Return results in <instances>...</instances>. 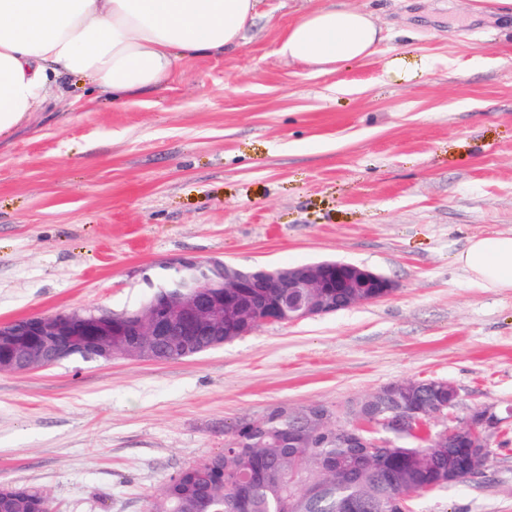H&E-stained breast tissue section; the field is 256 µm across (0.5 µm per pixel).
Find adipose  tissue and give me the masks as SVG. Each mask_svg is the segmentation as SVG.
<instances>
[{"mask_svg":"<svg viewBox=\"0 0 512 512\" xmlns=\"http://www.w3.org/2000/svg\"><path fill=\"white\" fill-rule=\"evenodd\" d=\"M260 0H0V140L69 77L114 100L156 89L184 59L237 48ZM381 29L361 10H306L277 52L321 72L377 51ZM474 283L512 289V233L476 236L455 256Z\"/></svg>","mask_w":512,"mask_h":512,"instance_id":"adipose-tissue-1","label":"adipose tissue"}]
</instances>
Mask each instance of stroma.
Returning <instances> with one entry per match:
<instances>
[{
	"label": "stroma",
	"mask_w": 512,
	"mask_h": 512,
	"mask_svg": "<svg viewBox=\"0 0 512 512\" xmlns=\"http://www.w3.org/2000/svg\"><path fill=\"white\" fill-rule=\"evenodd\" d=\"M342 2L385 40L333 73L276 52L302 0H261L237 49L126 104L68 78L0 143V322L137 307L144 274L183 255L342 260L394 291L176 362L0 372V483L45 490L54 512H146L225 426L429 378L459 392L436 429L492 405L502 432L483 476L412 494V512H512V291L453 260L512 231V35L468 0ZM396 56L419 78L388 74Z\"/></svg>",
	"instance_id": "stroma-1"
}]
</instances>
